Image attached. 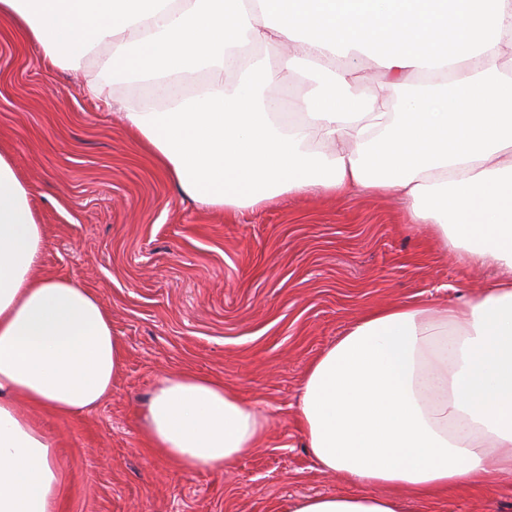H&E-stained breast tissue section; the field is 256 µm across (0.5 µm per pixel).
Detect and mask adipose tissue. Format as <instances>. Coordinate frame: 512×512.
<instances>
[{
    "label": "adipose tissue",
    "mask_w": 512,
    "mask_h": 512,
    "mask_svg": "<svg viewBox=\"0 0 512 512\" xmlns=\"http://www.w3.org/2000/svg\"><path fill=\"white\" fill-rule=\"evenodd\" d=\"M1 15L46 65L82 72L84 92L117 107L201 205L393 194L449 251L495 268L486 289L442 307L367 311L313 360L299 422L349 490L289 512H402L392 489L438 497L512 474V0H0ZM368 48L380 77L366 100ZM306 69L314 83L287 119ZM42 244L0 155V512H58L63 492L54 445L23 405L92 409L121 368L97 297L32 278ZM267 425L189 369L157 382L145 417L152 446L189 467L230 464Z\"/></svg>",
    "instance_id": "obj_1"
}]
</instances>
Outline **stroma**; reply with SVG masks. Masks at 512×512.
<instances>
[{
  "label": "stroma",
  "instance_id": "1",
  "mask_svg": "<svg viewBox=\"0 0 512 512\" xmlns=\"http://www.w3.org/2000/svg\"><path fill=\"white\" fill-rule=\"evenodd\" d=\"M82 85L0 19V154L45 228L32 275L96 295L124 353L96 408L27 411L57 449L60 512H285L346 492L306 450L296 402L308 366L364 311L447 304L480 291L490 269L445 250L390 195L203 206ZM185 368L265 414L264 442L225 467L189 469L151 450L145 405L160 377ZM398 495L405 512H512V477L439 501Z\"/></svg>",
  "mask_w": 512,
  "mask_h": 512
}]
</instances>
